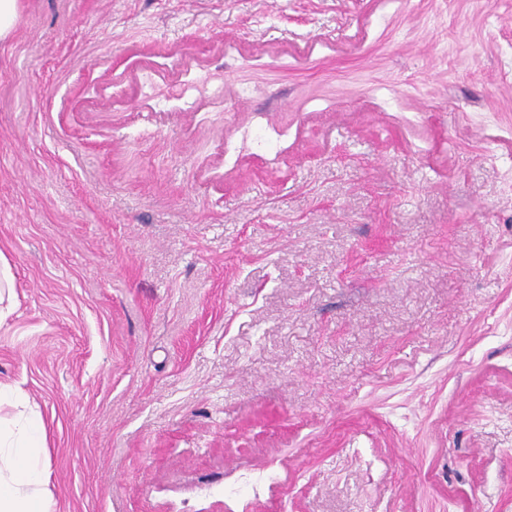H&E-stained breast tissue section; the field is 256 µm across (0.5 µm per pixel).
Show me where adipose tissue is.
Returning a JSON list of instances; mask_svg holds the SVG:
<instances>
[{"label": "adipose tissue", "mask_w": 512, "mask_h": 512, "mask_svg": "<svg viewBox=\"0 0 512 512\" xmlns=\"http://www.w3.org/2000/svg\"><path fill=\"white\" fill-rule=\"evenodd\" d=\"M44 437L22 390L0 383V512H55Z\"/></svg>", "instance_id": "obj_1"}]
</instances>
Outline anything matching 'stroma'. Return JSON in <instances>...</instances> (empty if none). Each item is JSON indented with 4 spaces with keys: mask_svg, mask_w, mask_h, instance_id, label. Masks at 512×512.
Listing matches in <instances>:
<instances>
[{
    "mask_svg": "<svg viewBox=\"0 0 512 512\" xmlns=\"http://www.w3.org/2000/svg\"><path fill=\"white\" fill-rule=\"evenodd\" d=\"M0 257L59 512H512V0H20Z\"/></svg>",
    "mask_w": 512,
    "mask_h": 512,
    "instance_id": "1",
    "label": "stroma"
}]
</instances>
